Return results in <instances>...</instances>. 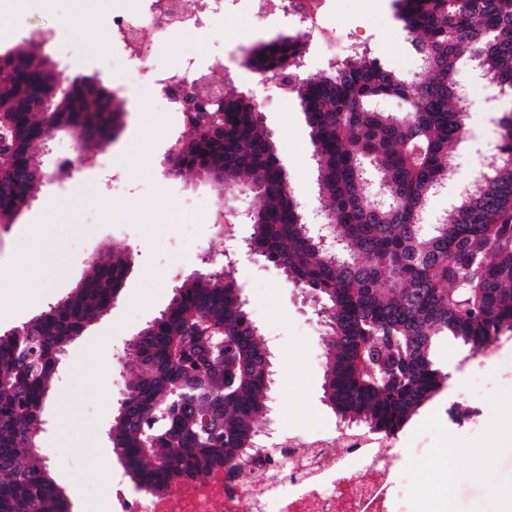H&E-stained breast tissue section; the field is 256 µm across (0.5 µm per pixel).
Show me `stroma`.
Wrapping results in <instances>:
<instances>
[{"instance_id":"obj_1","label":"stroma","mask_w":512,"mask_h":512,"mask_svg":"<svg viewBox=\"0 0 512 512\" xmlns=\"http://www.w3.org/2000/svg\"><path fill=\"white\" fill-rule=\"evenodd\" d=\"M393 0H333L324 25L363 44L381 64L413 80L421 58L411 35L395 17ZM141 0H99L86 12L79 0H25L10 13L11 35L0 37V51L22 40L41 41L46 55L70 76L96 75L125 101L123 124L106 144L104 160L123 186L103 205L96 176L73 169L47 185L16 221L0 225V330L19 326L70 295L92 260L112 247L126 249L131 266L117 302L70 346L43 412L40 454L67 500L109 503L107 485L124 467L112 451L108 431L116 400L125 388L119 356L146 323L169 305L176 278L197 268L204 253L238 251L234 276L252 321L274 354L273 394L279 434H308L346 428L323 397L325 323L304 290L289 284L272 264L241 254L251 234L247 224L230 225L217 235L210 213L221 197L237 209L251 207V196L235 187L216 195L195 174L164 172L166 133L180 129L179 113L163 112L146 79L112 41L114 13L136 11ZM288 28L281 10L267 19L250 18L246 0L229 6L202 32H181L157 41L150 65L179 76L185 56L207 49L213 80L235 79L253 93L267 126L276 135L279 158L305 218L320 210L317 167L310 130L296 97L259 84L244 64L248 49ZM458 86L470 106L454 171L426 208L433 224L471 189L483 157L500 150L504 115L512 98H487L485 81L469 56H462ZM432 359L442 375L439 389L395 435L389 448L405 450L396 487L443 483L453 477V512H512V437L503 434L501 417L512 409V335L475 352L453 339H437ZM466 445L460 453L458 445ZM425 456H418V449ZM488 451L484 471L471 453Z\"/></svg>"}]
</instances>
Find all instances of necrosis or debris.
<instances>
[{
  "label": "necrosis or debris",
  "mask_w": 512,
  "mask_h": 512,
  "mask_svg": "<svg viewBox=\"0 0 512 512\" xmlns=\"http://www.w3.org/2000/svg\"><path fill=\"white\" fill-rule=\"evenodd\" d=\"M144 10L113 16L126 57L147 62L148 33L204 29L224 0H146ZM280 451L218 469L205 482L187 477L168 489L130 490L113 482L112 512H392L391 488L400 454L384 455L379 439L354 432L337 436L291 434ZM358 458L372 469L364 478L348 466Z\"/></svg>",
  "instance_id": "1"
}]
</instances>
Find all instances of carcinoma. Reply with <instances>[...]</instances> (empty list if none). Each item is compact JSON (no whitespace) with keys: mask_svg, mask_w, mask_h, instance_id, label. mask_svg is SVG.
<instances>
[{"mask_svg":"<svg viewBox=\"0 0 512 512\" xmlns=\"http://www.w3.org/2000/svg\"><path fill=\"white\" fill-rule=\"evenodd\" d=\"M421 55L407 82L377 60L351 55L302 82L296 95L318 169L321 220L337 246L302 222L260 107L242 92L194 124L169 158L172 170L255 195L250 240L286 280L327 313L323 394L333 411L389 436L440 385L437 336L481 349L512 330V118L502 163L432 231L421 214L464 133L456 73L468 49L500 92L512 91V0H395ZM453 38H448V34ZM307 43L291 36L254 45L246 65L288 80ZM63 76L34 42L0 53V120L14 162L0 169V224L37 199L46 167L38 145L55 131L111 139L124 100L95 75ZM408 105L399 122L373 103ZM387 191L378 207L370 173ZM130 265L114 249L69 296L0 332V512H60L62 491L32 453L54 377L70 344L120 291ZM232 271L212 263L182 277L168 307L135 340V364L110 427L112 450L139 487L206 475L247 451L271 412L273 368Z\"/></svg>","mask_w":512,"mask_h":512,"instance_id":"1","label":"carcinoma"}]
</instances>
